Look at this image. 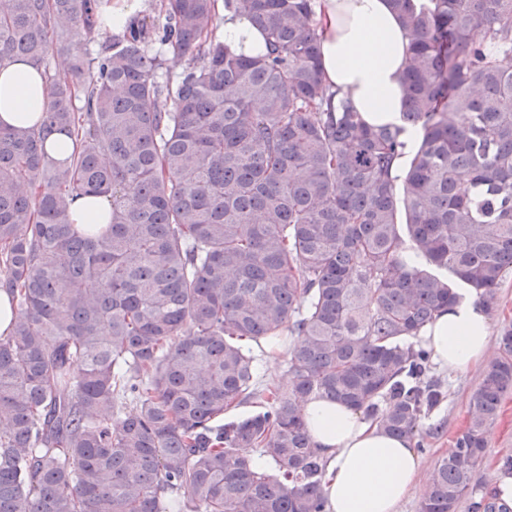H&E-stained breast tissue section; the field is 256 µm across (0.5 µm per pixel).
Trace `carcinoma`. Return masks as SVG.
Returning <instances> with one entry per match:
<instances>
[{"mask_svg":"<svg viewBox=\"0 0 512 512\" xmlns=\"http://www.w3.org/2000/svg\"><path fill=\"white\" fill-rule=\"evenodd\" d=\"M216 4L163 0L89 58L97 0H0V64L71 51L40 121L0 127V289L23 311L0 338V512H327L301 404L421 436L444 391L417 337L461 289L493 309L512 274V0H390L423 129L399 179L400 129L324 83L315 0H224L258 57L217 36ZM156 42L186 59L163 83ZM62 132L65 163L45 150ZM78 195L109 223L78 230ZM288 338L289 383L258 390L252 346ZM499 345L421 512L472 493L512 324ZM219 34L224 37V43L236 53L248 56H261L266 54L264 37L241 17L224 9V25ZM71 215L74 224H107L112 210L105 197L81 196L71 204Z\"/></svg>","mask_w":512,"mask_h":512,"instance_id":"1","label":"carcinoma"}]
</instances>
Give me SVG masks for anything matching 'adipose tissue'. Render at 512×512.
Masks as SVG:
<instances>
[{
  "label": "adipose tissue",
  "instance_id": "obj_1",
  "mask_svg": "<svg viewBox=\"0 0 512 512\" xmlns=\"http://www.w3.org/2000/svg\"><path fill=\"white\" fill-rule=\"evenodd\" d=\"M318 47L325 84L349 99L370 125L399 128L404 153L393 170L401 175L421 142V126L402 120L400 75L409 39L389 0H319ZM219 33L232 50L266 52L264 37L241 17L225 13ZM41 68L21 61L0 64V125L22 129L46 108ZM421 338L441 367L461 374L483 365L491 344L485 307L472 296L441 311ZM302 414L326 460L323 492L328 512H398L416 490L421 461L410 437L389 435L362 412L315 398Z\"/></svg>",
  "mask_w": 512,
  "mask_h": 512
}]
</instances>
